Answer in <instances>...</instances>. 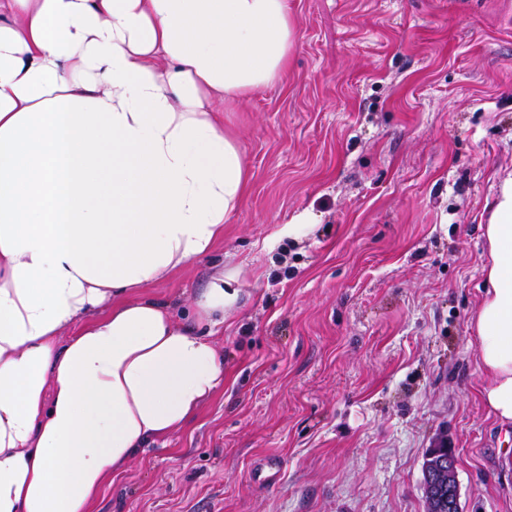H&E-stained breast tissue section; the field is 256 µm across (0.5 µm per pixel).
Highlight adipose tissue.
<instances>
[{"instance_id": "ef3b65f1", "label": "adipose tissue", "mask_w": 512, "mask_h": 512, "mask_svg": "<svg viewBox=\"0 0 512 512\" xmlns=\"http://www.w3.org/2000/svg\"><path fill=\"white\" fill-rule=\"evenodd\" d=\"M293 37L288 0H0V512H91L223 384L234 273L189 326L142 290L223 239L249 173L221 108ZM485 237L480 397L512 424V176Z\"/></svg>"}]
</instances>
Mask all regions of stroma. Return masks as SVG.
<instances>
[{"mask_svg": "<svg viewBox=\"0 0 512 512\" xmlns=\"http://www.w3.org/2000/svg\"><path fill=\"white\" fill-rule=\"evenodd\" d=\"M288 4L283 80L224 115L250 190L211 258L145 290L182 314L213 264L238 271L224 383L93 512H427L442 441L463 512H512L469 329L512 174V0Z\"/></svg>", "mask_w": 512, "mask_h": 512, "instance_id": "stroma-1", "label": "stroma"}]
</instances>
